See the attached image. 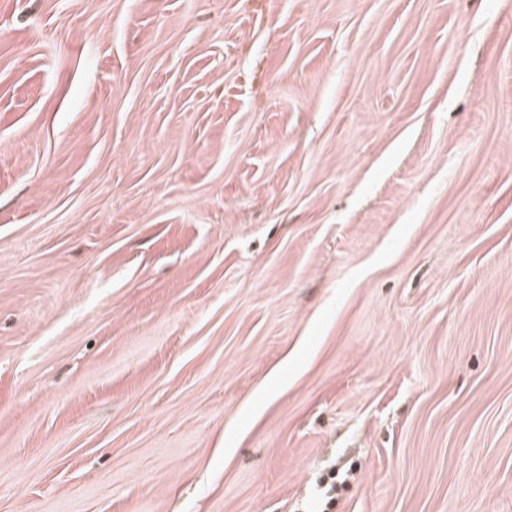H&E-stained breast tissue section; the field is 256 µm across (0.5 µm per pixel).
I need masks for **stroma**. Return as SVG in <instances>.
I'll list each match as a JSON object with an SVG mask.
<instances>
[{"label":"stroma","mask_w":512,"mask_h":512,"mask_svg":"<svg viewBox=\"0 0 512 512\" xmlns=\"http://www.w3.org/2000/svg\"><path fill=\"white\" fill-rule=\"evenodd\" d=\"M512 512V0H0V512Z\"/></svg>","instance_id":"35a3bbf8"}]
</instances>
